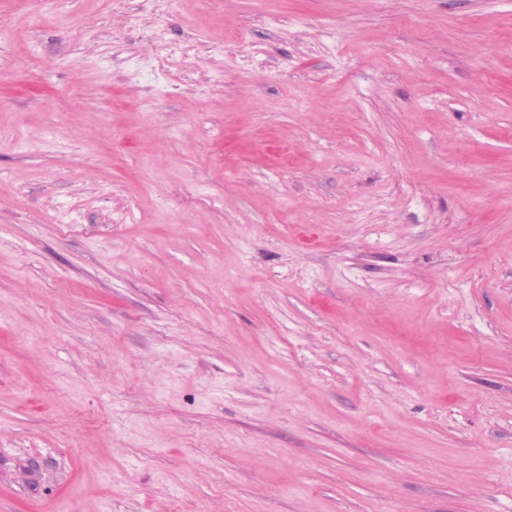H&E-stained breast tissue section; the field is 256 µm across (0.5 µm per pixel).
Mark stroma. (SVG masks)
I'll use <instances>...</instances> for the list:
<instances>
[{"label":"stroma","mask_w":512,"mask_h":512,"mask_svg":"<svg viewBox=\"0 0 512 512\" xmlns=\"http://www.w3.org/2000/svg\"><path fill=\"white\" fill-rule=\"evenodd\" d=\"M0 0V512H512V0Z\"/></svg>","instance_id":"stroma-1"}]
</instances>
